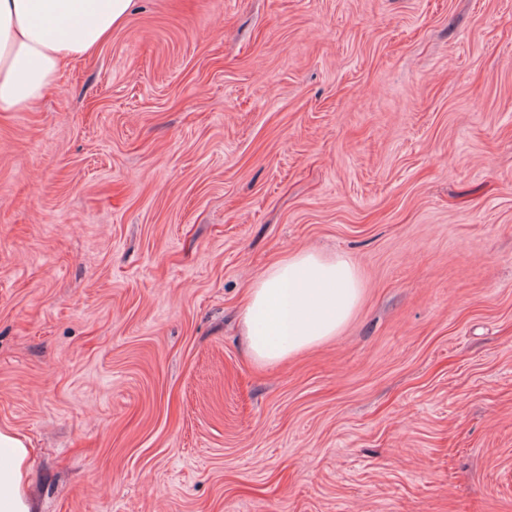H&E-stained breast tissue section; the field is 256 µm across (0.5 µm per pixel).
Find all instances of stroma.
<instances>
[{
    "label": "stroma",
    "instance_id": "stroma-1",
    "mask_svg": "<svg viewBox=\"0 0 512 512\" xmlns=\"http://www.w3.org/2000/svg\"><path fill=\"white\" fill-rule=\"evenodd\" d=\"M298 249L362 299L261 366ZM0 429L39 512H512V0H137L1 112ZM362 292L348 255L289 252L250 285L242 314L248 353L273 366L326 342L348 324Z\"/></svg>",
    "mask_w": 512,
    "mask_h": 512
}]
</instances>
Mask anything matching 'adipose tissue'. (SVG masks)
I'll return each mask as SVG.
<instances>
[{"label":"adipose tissue","mask_w":512,"mask_h":512,"mask_svg":"<svg viewBox=\"0 0 512 512\" xmlns=\"http://www.w3.org/2000/svg\"><path fill=\"white\" fill-rule=\"evenodd\" d=\"M133 7L134 0H0V112L35 104L65 64L93 55ZM362 292L348 255L289 252L250 285L242 314L250 356L279 365L337 336ZM30 467L24 437L0 430V512H38Z\"/></svg>","instance_id":"ef3b65f1"}]
</instances>
